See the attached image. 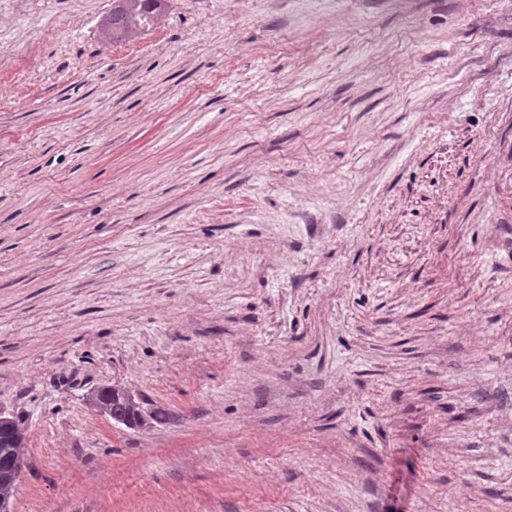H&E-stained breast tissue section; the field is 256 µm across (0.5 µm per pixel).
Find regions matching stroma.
Returning a JSON list of instances; mask_svg holds the SVG:
<instances>
[{
    "mask_svg": "<svg viewBox=\"0 0 512 512\" xmlns=\"http://www.w3.org/2000/svg\"><path fill=\"white\" fill-rule=\"evenodd\" d=\"M111 9L0 0L11 512H512V0ZM160 2L161 0H113L112 12L106 18L111 22V27L106 29L112 41H126L137 37ZM113 391L117 393V397L119 399H121L124 404L135 405L137 402H140L139 397L135 393H133L132 391H130L126 388L113 386L112 392ZM112 392L110 389H107L102 394L103 403L106 406L112 407L113 405H116L118 408H121L123 410V413L125 415H129L132 417H135L140 414V412H141L140 406L136 405V406L122 407L120 405L121 401L114 399V397L112 396ZM99 395H100V391H93L87 399L88 404L92 408H94L98 412H100L101 414L108 416L110 419H112L113 422L122 424V425L128 427L130 422L124 414H122L118 411H112L110 413L102 412V410L100 409L99 400H98ZM133 425H134V428H136V429H144V428H150L152 424H151L150 418L146 414L141 413L137 423H134Z\"/></svg>",
    "mask_w": 512,
    "mask_h": 512,
    "instance_id": "obj_1",
    "label": "stroma"
}]
</instances>
